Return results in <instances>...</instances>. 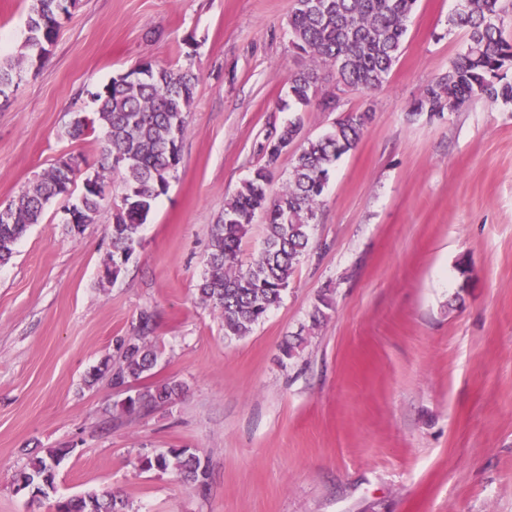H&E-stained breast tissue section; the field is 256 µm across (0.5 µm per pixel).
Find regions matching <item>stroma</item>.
Masks as SVG:
<instances>
[{
    "label": "stroma",
    "instance_id": "obj_1",
    "mask_svg": "<svg viewBox=\"0 0 512 512\" xmlns=\"http://www.w3.org/2000/svg\"><path fill=\"white\" fill-rule=\"evenodd\" d=\"M294 6L77 0L46 57L23 63L0 105V205L62 156L100 170L94 137L68 133L96 111L91 90L146 63L198 82L181 162L117 280L103 277L111 205L76 234L72 196L0 265V512L88 493L130 512H512V102L411 115L467 40L448 28L455 0H418L383 87L293 115L281 101L310 65L292 44ZM366 109L282 302L226 338L196 290L225 202L288 121L314 137ZM325 292L333 307L312 322ZM145 309L160 358L142 384L183 393L128 416L114 409L125 390L90 374L118 363ZM63 446L55 498L17 492L30 458ZM171 448L207 458L205 488L140 469Z\"/></svg>",
    "mask_w": 512,
    "mask_h": 512
}]
</instances>
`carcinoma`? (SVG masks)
<instances>
[{
	"mask_svg": "<svg viewBox=\"0 0 512 512\" xmlns=\"http://www.w3.org/2000/svg\"><path fill=\"white\" fill-rule=\"evenodd\" d=\"M502 0H457L448 18L449 29L467 32L466 48L448 70L411 105V114L452 111L477 98L512 102V41L504 37ZM417 0H296L288 16L294 47L309 58L311 67L294 74L283 106L310 107L316 96L319 67H329L336 83L361 91L383 86L398 60L407 33L406 22ZM76 0H30L28 36L15 58L0 59V94L8 96L22 62L42 60L53 44L58 16L69 13ZM144 77L128 80L122 74L97 90L94 123L102 131L101 151L108 168L119 175L122 199L112 208V278L126 263L120 260L135 249L140 227L157 198L165 194L181 159V143L187 130L186 112L198 77L190 70L140 68ZM372 120L369 111L349 112L322 135L307 138L292 153L285 183L271 189L270 168L291 148L301 133V120L283 126L263 146L265 164L254 169L224 206V216L211 229V252L197 291L200 300L219 312L224 336L249 335L288 290L296 265L311 247L310 228L317 217L330 173L344 154L355 150ZM122 154L131 164L116 167L112 157ZM96 190L80 194L73 205L80 224L96 221L105 197V180L98 173ZM75 184V174L53 165L9 204L10 219L0 223V263H6L27 228L41 221L50 200L61 196V187ZM265 218L264 238L257 256L244 264L240 246L257 214ZM153 314L140 313L135 335L119 342L117 366L105 360L92 378L108 375L115 386L130 389L132 383L151 375L159 351L149 337ZM182 394V385L164 382L137 390L117 403L127 414L171 403ZM71 452L53 448L36 456L15 478L16 491L48 495L54 488L55 467ZM143 470L172 472L187 482L205 484L207 465L187 448L139 459ZM123 500L109 495H88L63 501V512H124Z\"/></svg>",
	"mask_w": 512,
	"mask_h": 512,
	"instance_id": "1",
	"label": "carcinoma"
}]
</instances>
